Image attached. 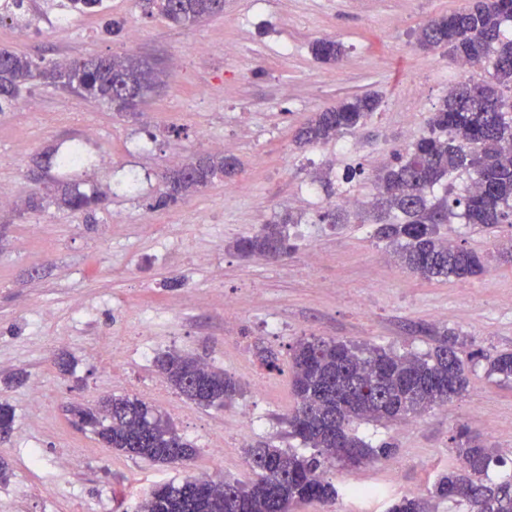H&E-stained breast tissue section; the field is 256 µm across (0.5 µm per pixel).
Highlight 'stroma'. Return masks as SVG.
<instances>
[{"label":"stroma","instance_id":"1","mask_svg":"<svg viewBox=\"0 0 512 512\" xmlns=\"http://www.w3.org/2000/svg\"><path fill=\"white\" fill-rule=\"evenodd\" d=\"M63 0H25L33 24L16 38L13 22L0 24V47L53 60L134 54L157 60L164 81L140 112H113L68 91L40 84L22 92L0 113V193L25 200L40 187L33 161L52 151L84 147L94 164L65 173V181L96 189L104 198L96 221L54 206L32 212L0 209V401L15 410L0 459L12 477L0 484V512H135L150 491L187 476L216 474L243 484L256 475L247 446L299 448L288 436L295 400L289 384L290 348L301 337L367 342L398 352L425 353L448 329L466 337L458 354L467 360L469 386L447 407L409 423L360 424L371 444L388 441V458L355 468L336 464L327 478L342 488L336 505L303 504L294 512H387L392 499L428 496L437 476L456 462L459 428L481 434L491 448H512V383L488 376L485 356L512 351V263L497 251L512 242V226L482 230L454 220L448 238L486 256L485 272L467 280L427 281L394 260L369 224L336 227L318 216L340 194L368 201L374 175L394 149L410 145L449 87L491 71L463 70L442 51H424L416 33L429 20L467 8L470 0H224V12L197 26L178 28L144 14L138 0H105L101 10L79 15L57 30ZM136 30L115 37L107 23ZM332 38L345 53L335 64L317 61L313 42ZM207 53H199V46ZM377 94L379 108L350 132L351 150L335 142L298 147L297 130L313 113L343 99ZM228 140L242 168L229 185L218 181L164 208L153 203L161 177L189 157ZM359 168L344 182L342 174ZM139 190L116 183L128 171ZM319 190L301 223L287 231L297 249L270 259L238 254L234 243L260 225L293 210L306 182ZM318 265H309L308 250ZM218 293L236 302L235 316L199 303ZM52 307L45 320L43 307ZM153 353H192L240 380L244 393L224 408L198 406L170 386L142 358ZM274 351L278 370L256 357ZM69 355L75 372L55 364ZM46 388L41 414H29L34 383ZM135 395L165 414L191 442L186 465L158 466L106 448L91 430L70 423L66 408L101 395ZM254 423L241 436L240 411ZM224 441L223 458L209 452ZM79 457L69 473L57 461ZM378 488L377 496L348 495L352 485ZM24 494H16L17 486Z\"/></svg>","mask_w":512,"mask_h":512}]
</instances>
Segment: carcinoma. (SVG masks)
<instances>
[{"label": "carcinoma", "instance_id": "carcinoma-1", "mask_svg": "<svg viewBox=\"0 0 512 512\" xmlns=\"http://www.w3.org/2000/svg\"><path fill=\"white\" fill-rule=\"evenodd\" d=\"M143 10L162 15L177 27L188 28L220 14V0H140ZM24 0L0 4V23L16 20ZM512 22V0H471L462 11L435 18L418 32L423 50H448L457 63L470 67L492 61V72L480 81L452 86L428 120L426 134L406 149L393 151L378 173L377 193L360 223L376 225L374 237L395 246L397 259L425 280L461 279L480 274L484 258L444 237L441 229L461 218L464 223L492 229L512 221V36L504 24ZM312 53L323 63L338 62L342 45L322 38ZM155 61L135 54H112L58 62L32 58L0 48V112L14 106L33 81L66 90L115 112H135L148 104L161 82ZM375 94L356 95L315 113L296 136L298 144L314 146L363 126L377 111ZM236 158L198 154L165 174L156 206L166 207L196 193L217 178L239 171ZM468 174L462 193L453 180ZM448 181L445 194L434 188ZM101 197L78 184L55 189L50 202L92 221ZM289 213L274 224L262 225L253 235L235 242L245 255L270 258L297 249L285 226L298 223ZM457 335L443 331L434 349L425 354L398 353L390 348L315 337L300 338L291 348L289 371L295 405L288 414L290 434L313 449L306 455L270 445L246 449L258 479L250 484L220 480L211 492L185 483L155 487L138 512H293L303 503L334 504L340 496L326 478L336 462L347 463L355 452L368 463L394 452L389 442L376 446L356 434L361 422L395 423L436 405H446L468 387V368L456 351ZM474 358L487 362V374L512 382V352ZM154 367L176 390L198 406L221 408L242 392L241 385L223 370L188 353L168 350L154 358ZM71 423L89 427L107 447L154 465L169 466L192 459L196 449L160 413L137 397L104 396L94 404L67 408ZM15 414L0 402V440L9 437ZM456 465L440 473L429 497L402 496L387 512H437L451 500L462 512H512V473L496 479L489 471L504 460L479 435L457 433Z\"/></svg>", "mask_w": 512, "mask_h": 512}]
</instances>
